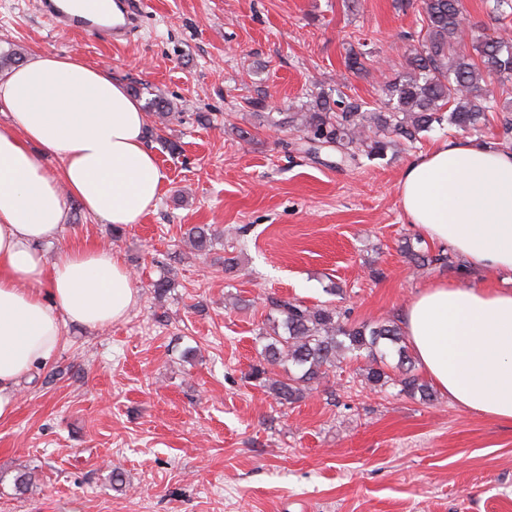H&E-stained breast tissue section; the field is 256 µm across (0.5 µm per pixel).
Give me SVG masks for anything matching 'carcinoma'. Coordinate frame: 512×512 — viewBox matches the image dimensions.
Listing matches in <instances>:
<instances>
[{"label": "carcinoma", "instance_id": "obj_1", "mask_svg": "<svg viewBox=\"0 0 512 512\" xmlns=\"http://www.w3.org/2000/svg\"><path fill=\"white\" fill-rule=\"evenodd\" d=\"M462 15V0H421L419 47L406 58L405 73L387 85L384 107L371 110L356 101L317 93L300 111L287 112L271 124L298 129L312 151L336 147L352 160L358 151L368 158H381L403 141H418L419 134L441 122L444 113L457 130L480 131L487 114L498 107L484 83L496 78L500 93L512 98V35L477 36L469 50L461 39ZM145 110L157 118V126L147 129V136L167 143L162 131L175 118L171 103L150 98ZM169 148L176 146L171 143ZM185 236L201 255L213 248L215 235L204 227H191ZM404 251L418 269L453 264L449 254L432 255L408 243ZM268 305V328L261 332L263 363L253 368L251 376L279 404L299 401L337 364L362 356L369 361L366 383L374 387L391 383L401 394L424 403L433 401L432 389L414 373L406 337L396 321L352 324L331 302L307 306L271 298ZM278 366L285 367V374L274 372Z\"/></svg>", "mask_w": 512, "mask_h": 512}]
</instances>
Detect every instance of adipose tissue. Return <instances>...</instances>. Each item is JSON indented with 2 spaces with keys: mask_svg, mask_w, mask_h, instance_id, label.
<instances>
[{
  "mask_svg": "<svg viewBox=\"0 0 512 512\" xmlns=\"http://www.w3.org/2000/svg\"><path fill=\"white\" fill-rule=\"evenodd\" d=\"M12 110L0 127V419L19 383L51 361L73 322L124 320L138 300L110 246L63 248L47 264L78 199L115 227L155 208L165 175L144 142L147 114L122 85L76 56L36 54L0 77ZM61 161L49 171L45 159ZM401 211L422 238L450 246L504 285L428 283L401 324L420 366L463 409L512 424V150L451 139L419 154L398 182Z\"/></svg>",
  "mask_w": 512,
  "mask_h": 512,
  "instance_id": "ef3b65f1",
  "label": "adipose tissue"
}]
</instances>
